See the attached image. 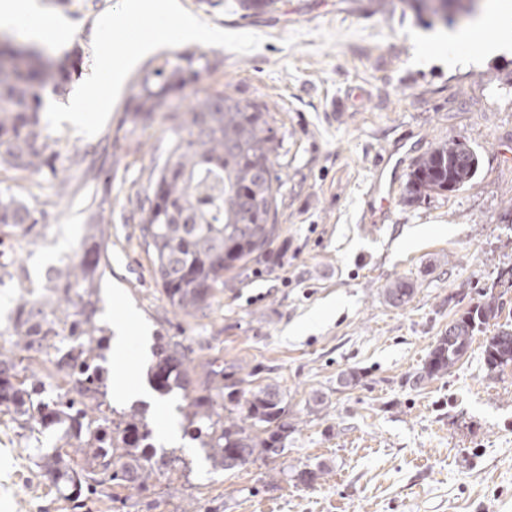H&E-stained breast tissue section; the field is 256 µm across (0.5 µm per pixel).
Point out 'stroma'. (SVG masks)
I'll use <instances>...</instances> for the list:
<instances>
[{
    "label": "stroma",
    "instance_id": "stroma-1",
    "mask_svg": "<svg viewBox=\"0 0 512 512\" xmlns=\"http://www.w3.org/2000/svg\"><path fill=\"white\" fill-rule=\"evenodd\" d=\"M40 2L67 27L50 56L77 48L83 64L61 94H43L61 179L0 170L1 188L57 199L42 234L14 244L34 294L103 210L99 324L114 328L131 312L136 341L179 345L196 393L211 387L214 371L245 370L253 385L278 386L295 427L281 456L225 473L182 439L174 456L157 457L153 488L93 497L81 512H512V366L489 370L479 333L450 373L414 382L449 322L512 267L503 216L512 204V51L453 69L444 56L418 60L414 33L428 30L429 18L402 0L384 11L373 0H275L262 11L238 0H179L222 39L160 47L128 70L111 112L76 124L63 106L130 51L104 21L124 16L143 31L151 15H129V0ZM187 51L217 67L186 97L216 88L266 107L284 181L273 240L225 273L223 290L190 316L166 299L130 203L169 123L128 110L145 73ZM451 138L478 153L476 178L422 204L406 202L397 185L384 221L369 222L378 160L404 141L409 170ZM92 166L110 169L111 180L88 181ZM397 280L414 288L400 307L384 295ZM352 371L356 383L343 384ZM317 395L326 400L320 411ZM62 445L59 434L35 439L0 413V512H74L34 464L36 451ZM317 467L324 473L313 485L292 477Z\"/></svg>",
    "mask_w": 512,
    "mask_h": 512
}]
</instances>
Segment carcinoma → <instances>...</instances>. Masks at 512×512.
Instances as JSON below:
<instances>
[{
  "label": "carcinoma",
  "mask_w": 512,
  "mask_h": 512,
  "mask_svg": "<svg viewBox=\"0 0 512 512\" xmlns=\"http://www.w3.org/2000/svg\"><path fill=\"white\" fill-rule=\"evenodd\" d=\"M418 14L426 12L448 25V14L463 21L477 10L478 0H442L443 13L429 0H404ZM79 50L65 59L42 51L0 43V168L58 177V154L40 127L42 92L59 90L79 72ZM211 68L205 55L185 52L178 63L166 61L146 74L133 96V112L143 118L160 113L172 121L161 154L135 194L134 218L140 224L146 252L152 256L156 277L169 303L184 314L207 306L224 287V272L246 263L262 251L276 231L275 217L283 181L277 159L276 132L268 113L222 90L195 95L188 111H180L186 88L199 83ZM479 169L477 153L465 142L451 139L436 144L413 165L406 183V199L422 202L460 190ZM46 210L31 205L9 190L0 191V246L4 238L35 237L46 228ZM107 243L102 221L86 227L82 254L48 269L43 294L24 290L28 278L22 267L4 278L17 281L16 319L9 335L16 348H34L33 337L47 353L66 336L88 338L86 352L101 350L94 338L97 324L98 281L106 267ZM413 288L395 281L385 289L394 306L408 303ZM502 306L491 296L448 324L430 351L418 381L438 379L462 360L477 333L489 326L486 362L490 369L512 366V326L498 319ZM154 387L162 394L186 389L187 370L177 346H160L151 370ZM244 379L216 384L205 395L192 398L183 413L193 439L212 469L231 471L257 458L284 453L294 431L284 421V394L271 385L244 390ZM42 381L35 375L19 377L15 356L0 351V407L25 428L33 414L52 428L60 423L42 401L28 390ZM112 447L100 452L89 437L67 442L68 450L39 455L36 464L53 483L68 488L64 499L81 505L85 493L106 485L147 489L155 474L157 448L145 412L132 408L112 411Z\"/></svg>",
  "instance_id": "cac0c4a2"
}]
</instances>
